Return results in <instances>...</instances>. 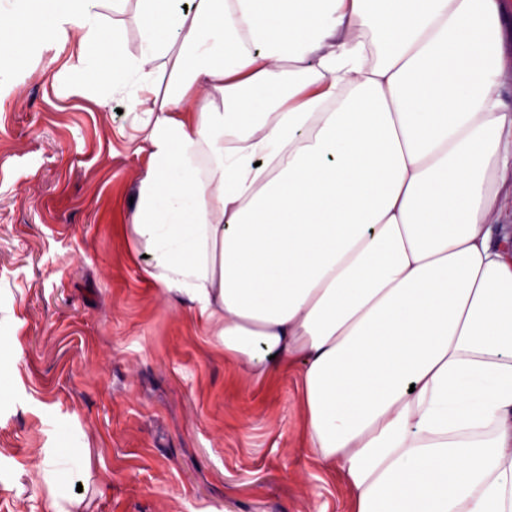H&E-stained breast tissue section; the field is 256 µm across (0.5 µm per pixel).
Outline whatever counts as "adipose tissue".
I'll use <instances>...</instances> for the list:
<instances>
[{
  "instance_id": "1",
  "label": "adipose tissue",
  "mask_w": 512,
  "mask_h": 512,
  "mask_svg": "<svg viewBox=\"0 0 512 512\" xmlns=\"http://www.w3.org/2000/svg\"><path fill=\"white\" fill-rule=\"evenodd\" d=\"M0 0L145 157L123 231L354 512H512L501 0Z\"/></svg>"
}]
</instances>
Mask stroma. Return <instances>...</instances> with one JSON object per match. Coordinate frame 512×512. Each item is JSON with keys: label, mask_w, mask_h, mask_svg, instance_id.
<instances>
[{"label": "stroma", "mask_w": 512, "mask_h": 512, "mask_svg": "<svg viewBox=\"0 0 512 512\" xmlns=\"http://www.w3.org/2000/svg\"><path fill=\"white\" fill-rule=\"evenodd\" d=\"M66 57L39 45L0 91V512H37L43 462L82 512H351L294 373L246 379L143 280L118 227L144 161L121 114L62 93Z\"/></svg>", "instance_id": "1"}]
</instances>
